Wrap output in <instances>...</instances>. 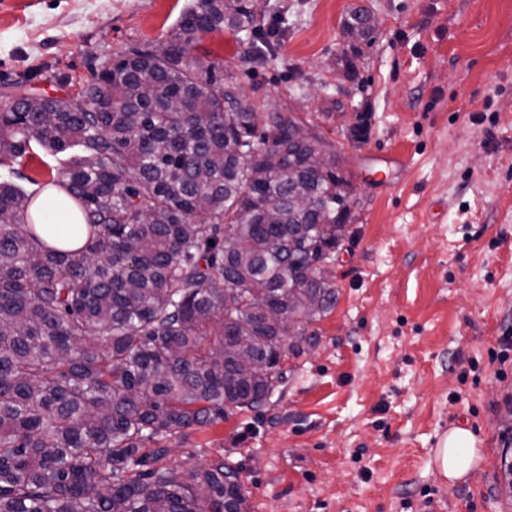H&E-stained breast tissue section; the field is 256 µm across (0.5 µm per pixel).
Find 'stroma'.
Returning a JSON list of instances; mask_svg holds the SVG:
<instances>
[{
  "mask_svg": "<svg viewBox=\"0 0 512 512\" xmlns=\"http://www.w3.org/2000/svg\"><path fill=\"white\" fill-rule=\"evenodd\" d=\"M196 0H0V110L77 97L104 61L165 40ZM281 34L202 36L261 112L315 121L352 185L335 308L260 409L167 443L223 458L251 512H512V0H256ZM374 18L352 52L342 26ZM477 439L464 477L444 432ZM474 434L464 428H454L448 432L437 449L436 461L441 476L448 481L463 477L472 467L475 450Z\"/></svg>",
  "mask_w": 512,
  "mask_h": 512,
  "instance_id": "stroma-1",
  "label": "stroma"
}]
</instances>
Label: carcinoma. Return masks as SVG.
I'll use <instances>...</instances> for the list:
<instances>
[{
  "label": "carcinoma",
  "instance_id": "1",
  "mask_svg": "<svg viewBox=\"0 0 512 512\" xmlns=\"http://www.w3.org/2000/svg\"><path fill=\"white\" fill-rule=\"evenodd\" d=\"M260 21L250 0H197L166 41L103 63L84 102L0 112V512H249L236 469L181 471L164 440L270 398L301 356L280 316L314 340L307 325L336 305L325 263L352 238L336 154L313 167L317 142L288 112L258 131L236 78L191 56ZM375 27L359 10L344 30L364 42ZM35 144L61 156L77 250L34 223L58 184H19ZM245 353L277 377L240 370Z\"/></svg>",
  "mask_w": 512,
  "mask_h": 512
}]
</instances>
